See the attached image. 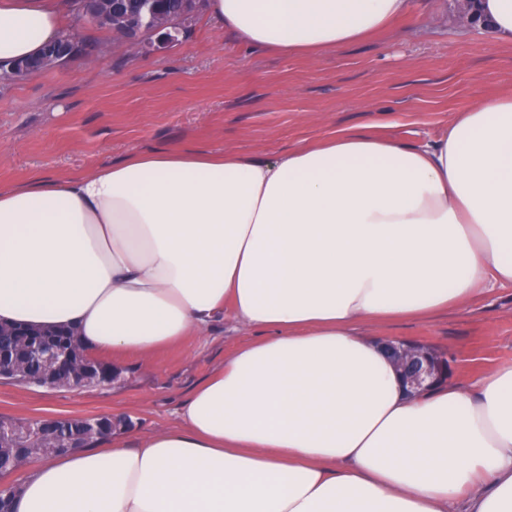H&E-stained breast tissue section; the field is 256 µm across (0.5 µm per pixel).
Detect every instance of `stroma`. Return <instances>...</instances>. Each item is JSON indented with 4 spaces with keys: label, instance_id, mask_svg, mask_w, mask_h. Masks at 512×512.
<instances>
[{
    "label": "stroma",
    "instance_id": "stroma-1",
    "mask_svg": "<svg viewBox=\"0 0 512 512\" xmlns=\"http://www.w3.org/2000/svg\"><path fill=\"white\" fill-rule=\"evenodd\" d=\"M66 31L95 52L0 82L1 187L89 174L135 151L231 149L273 159L342 128L421 147L456 113L512 89V45L463 22L456 0H415L384 32L314 58L239 46L203 11L177 42L156 40L134 55L76 11ZM373 333L451 355L453 378L473 385L512 363V286ZM255 338L216 319L207 335L127 356L109 387L54 390L0 378V417L112 412L131 418L136 435L168 427L191 391Z\"/></svg>",
    "mask_w": 512,
    "mask_h": 512
}]
</instances>
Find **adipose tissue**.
Returning <instances> with one entry per match:
<instances>
[{
	"instance_id": "adipose-tissue-1",
	"label": "adipose tissue",
	"mask_w": 512,
	"mask_h": 512,
	"mask_svg": "<svg viewBox=\"0 0 512 512\" xmlns=\"http://www.w3.org/2000/svg\"><path fill=\"white\" fill-rule=\"evenodd\" d=\"M412 0H208L237 44L319 55ZM512 45V0H473ZM65 0H0V67ZM512 285V91L412 147L342 130L276 159L133 152L0 189V324L149 356L219 315L260 333L175 425L37 457L12 512H512V364L409 393L369 326Z\"/></svg>"
}]
</instances>
